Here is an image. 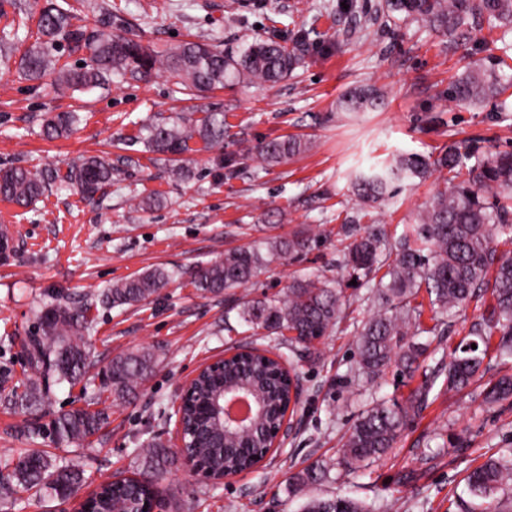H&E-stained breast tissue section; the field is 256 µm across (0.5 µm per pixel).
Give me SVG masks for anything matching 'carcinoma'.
<instances>
[{
	"label": "carcinoma",
	"mask_w": 512,
	"mask_h": 512,
	"mask_svg": "<svg viewBox=\"0 0 512 512\" xmlns=\"http://www.w3.org/2000/svg\"><path fill=\"white\" fill-rule=\"evenodd\" d=\"M387 13L422 22L437 33L447 34L454 44L467 40L469 27L482 18L492 28L512 27V0H384ZM72 12L57 0H45L36 20L37 39L27 46L18 62V72L33 88L53 96L68 91L104 90L112 78L147 81L164 71L188 94L224 87L226 83L276 84L300 64L301 57L276 40H258L237 53H226L217 44L185 41L165 53L152 51L119 30L112 31L107 13L93 27L72 23ZM88 51L77 68L58 65L55 52ZM512 98V63L495 53L468 63L448 85V101L477 106L498 102L507 110ZM384 98L374 88L345 93L338 101L344 112L377 111ZM80 123L75 112H56L42 123L48 140L67 137ZM224 112L210 110L200 118L175 115L149 120L138 133L118 138L125 154L112 160L104 156H80L66 170L33 171L19 166L0 167V198L26 208L58 183L73 188L91 201L116 181L125 168L140 165L137 145L154 154V160L169 165L178 177L188 172L191 154L224 147ZM311 143L285 137L250 145L241 142L240 156L275 165L308 151ZM446 171L432 201L416 216L411 235L392 240L377 226L374 212L396 185L425 179ZM463 180H458L460 175ZM352 206L336 218L338 234L348 245L336 251L335 269L357 287L367 289L371 308L356 331L359 372L375 381L395 369L398 376L413 380L424 369L425 344L417 340L434 334L446 319L470 303L483 307L480 321L469 329L471 338L448 350L443 361V385L449 391L469 387L479 375L490 347L502 357L512 358V252L499 245L512 244V151L478 152L467 146L450 145L438 157L402 155L388 165L360 172L351 180ZM318 235L305 228L286 236L256 240L231 248L224 257L201 265L191 284L204 296L220 297L245 288L274 261H295L308 253ZM176 277L166 269L144 271L118 281L98 298L112 308L147 304L159 297ZM353 299L345 294L339 278L323 271L295 272L286 290L274 299H253L243 294L235 299L238 323L255 336H280L287 352L280 357L294 367L292 352L300 345L309 350L323 343L346 317ZM90 300L83 305H47L38 311L40 335L29 340L26 360L29 376L10 389L0 390V400L9 408L30 412L40 409L50 394L49 381L75 385L92 367L82 341L88 330ZM430 309L434 325L424 326L422 317ZM156 354L137 349L112 359L98 388L85 405L54 416L50 434L55 443H76L95 435L107 422V409L96 408L102 396L125 401L152 374ZM437 376L423 374L421 384L398 399L371 401L350 426L342 448L341 463L354 472L364 462L381 459L394 448L409 422L429 406ZM253 382L267 401L265 418L255 420L244 437L227 441L215 434L202 406L221 385ZM512 398V376L499 378L487 392L490 402ZM289 400V385L279 363L257 350L224 362V368L209 370L196 382L189 404L183 410L187 429L185 452L215 472L245 471L257 466L269 451L271 429L283 417ZM143 472L118 482L102 481L89 500L94 512H123L130 501L158 499L157 486L170 463L166 445L155 439L140 443ZM0 464L11 473L0 478V501L8 502L13 485L35 491L39 498L65 503L84 482V473L74 465L59 463L45 449H31L17 457L3 452ZM328 465L317 463L288 478V493L296 496L306 487L323 481ZM472 495L487 501L486 510L496 512V495L512 487V455L490 458L468 476ZM302 512H369L361 501L335 496L305 502Z\"/></svg>",
	"instance_id": "1"
}]
</instances>
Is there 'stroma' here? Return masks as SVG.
Listing matches in <instances>:
<instances>
[{"label":"stroma","mask_w":512,"mask_h":512,"mask_svg":"<svg viewBox=\"0 0 512 512\" xmlns=\"http://www.w3.org/2000/svg\"><path fill=\"white\" fill-rule=\"evenodd\" d=\"M76 21L97 23L112 9V23L156 49L204 40L236 52L258 38H275L296 50L303 64L292 77L269 87L234 83L193 98L179 92L168 74L126 81L110 90L53 97L30 89L16 73L18 52L6 43L16 8L38 12L43 0H20L0 15V166L32 170L65 168L81 154L118 155L116 140L136 134L150 116L174 112H224L228 132L222 151L194 154L189 178L142 154L119 182L96 202L59 188L22 209L0 200V225L15 247L0 261V367L24 379L22 344L35 333L36 314L47 304L80 305L116 281L160 266L181 270L160 298L124 310L93 307L84 337L94 363L87 384L52 386L50 402L30 418L49 424L53 414L84 404V391L98 386L110 360L137 348L153 349L158 364L135 398L109 404V421L83 444L34 445L59 462L80 466L89 486L140 470L137 444L157 435L176 448L175 413L182 385L196 369L223 357L241 341L224 329L223 299L202 297L191 284L197 266L222 257L228 248L299 225L314 228L319 242L301 260L271 263L250 287L254 298L282 293L295 271L324 268L336 257L338 212L349 199L354 171L380 165L400 153L437 156L448 142L480 150H512V111L498 104L458 107L448 84L463 55L483 57L485 42L502 30L481 26L465 46L450 48L429 27L379 14L381 0H69ZM372 85L386 97L379 112H342L348 90ZM80 112L83 122L67 139L47 140L41 118L48 112ZM298 136L311 149L270 167L240 160L228 179L217 155L238 157L249 143ZM442 185L440 175L398 186L377 211L388 234L400 236ZM154 192L163 206L134 210L129 197ZM344 322L301 368V403L293 429L256 469L217 484L175 462L161 485L166 512H299L289 495V476L319 462L330 473L310 488L313 496L346 494L370 512H482L465 487L466 475L488 458L512 452V399L489 403L484 382L459 392L433 389L435 398L402 433L383 459L346 474L336 466L344 432L372 398L395 392L388 372L366 382L356 370L355 328ZM28 416L0 406V451L24 452L19 433Z\"/></svg>","instance_id":"obj_1"}]
</instances>
